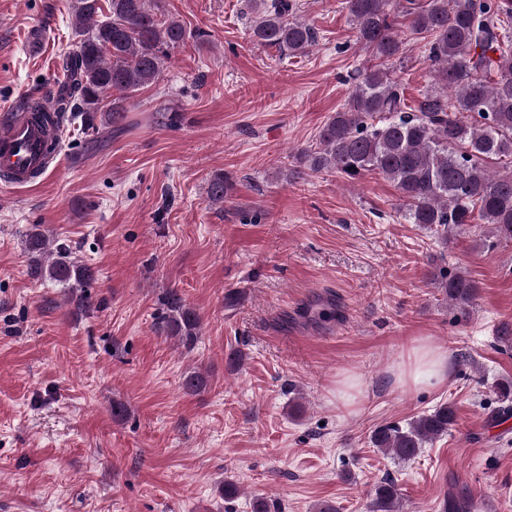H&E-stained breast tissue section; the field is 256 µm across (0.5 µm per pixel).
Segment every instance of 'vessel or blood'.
Returning <instances> with one entry per match:
<instances>
[{
    "mask_svg": "<svg viewBox=\"0 0 512 512\" xmlns=\"http://www.w3.org/2000/svg\"><path fill=\"white\" fill-rule=\"evenodd\" d=\"M47 134L34 122L16 117L0 120V188L15 189L35 180Z\"/></svg>",
    "mask_w": 512,
    "mask_h": 512,
    "instance_id": "1",
    "label": "vessel or blood"
}]
</instances>
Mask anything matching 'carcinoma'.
<instances>
[{
    "label": "carcinoma",
    "mask_w": 512,
    "mask_h": 512,
    "mask_svg": "<svg viewBox=\"0 0 512 512\" xmlns=\"http://www.w3.org/2000/svg\"><path fill=\"white\" fill-rule=\"evenodd\" d=\"M151 0H108L110 16L98 19L101 0H73L72 27L77 46L63 58L64 79L56 82L53 112H75L87 130L122 127L131 96L157 83L171 50L187 31L177 19L159 13ZM345 0L356 29L355 43L375 63L356 70L346 107L319 131L316 145L301 152L312 172L356 179L374 172L401 194V215L410 224L448 238L450 226L479 219L498 241L512 240V0ZM290 0H260L251 25L255 42L282 54L303 53L317 39L306 23L289 18ZM409 21L423 42L439 88L409 105L405 87L386 63L405 57L407 43L398 18ZM232 184L224 174L207 183V197L221 203ZM30 275L63 284L76 306L89 310L85 294L92 268L71 257L65 242L53 243L40 225L26 235ZM443 294L464 310L477 284L459 271L441 276ZM157 329L195 345L201 320L176 289L162 298ZM188 393L206 387L199 371L182 381ZM454 408L442 404L402 427L382 425L370 436L373 447L398 461H411L424 446L448 433ZM368 512H402L401 493L391 479L368 492Z\"/></svg>",
    "instance_id": "carcinoma-1"
}]
</instances>
